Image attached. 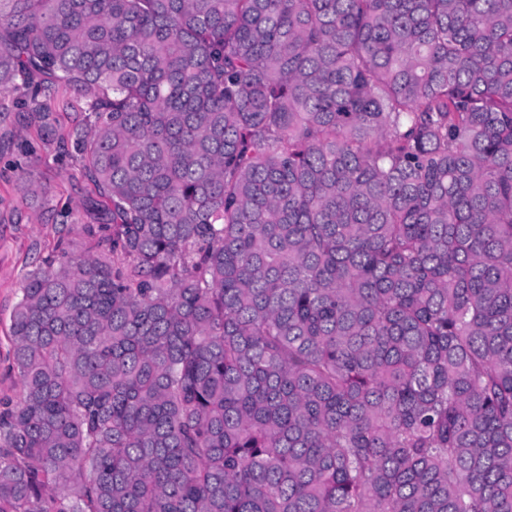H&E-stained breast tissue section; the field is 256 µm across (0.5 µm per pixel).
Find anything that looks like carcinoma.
Returning <instances> with one entry per match:
<instances>
[{
  "label": "carcinoma",
  "instance_id": "1",
  "mask_svg": "<svg viewBox=\"0 0 512 512\" xmlns=\"http://www.w3.org/2000/svg\"><path fill=\"white\" fill-rule=\"evenodd\" d=\"M103 201L11 319L0 512H512V0H0Z\"/></svg>",
  "mask_w": 512,
  "mask_h": 512
}]
</instances>
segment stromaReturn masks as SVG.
<instances>
[{
    "label": "stroma",
    "mask_w": 512,
    "mask_h": 512,
    "mask_svg": "<svg viewBox=\"0 0 512 512\" xmlns=\"http://www.w3.org/2000/svg\"><path fill=\"white\" fill-rule=\"evenodd\" d=\"M30 92L16 85L0 93V398H19L12 368L10 317L26 272L68 236L74 253L85 248L82 225L98 223L99 194L74 149H61L60 136L86 124L87 95L58 88L45 118H37ZM42 186L22 196L19 175Z\"/></svg>",
    "instance_id": "stroma-1"
}]
</instances>
